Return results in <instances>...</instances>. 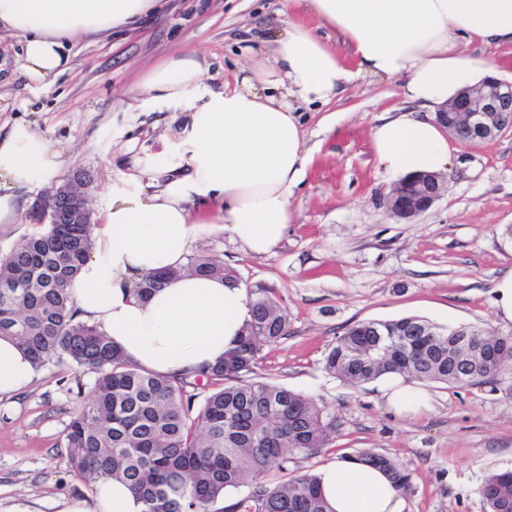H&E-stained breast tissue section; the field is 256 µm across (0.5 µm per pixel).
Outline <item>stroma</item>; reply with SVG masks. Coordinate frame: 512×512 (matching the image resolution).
<instances>
[{
  "label": "stroma",
  "mask_w": 512,
  "mask_h": 512,
  "mask_svg": "<svg viewBox=\"0 0 512 512\" xmlns=\"http://www.w3.org/2000/svg\"><path fill=\"white\" fill-rule=\"evenodd\" d=\"M287 8L286 0H161L136 28L75 41L68 69L41 90L21 69L22 37L1 32L0 127L20 117L36 123L63 153L60 182L81 178L99 214L113 173L183 167L190 115L142 106L133 89L143 74L191 51L208 62L203 89H220L242 63L244 32L267 38ZM402 101L400 82L359 76L331 102L302 106L311 153L279 249L246 253L213 225L194 252L219 257L246 286L275 289L288 335L263 347L254 374L320 400L336 418L332 444L299 459L296 473L370 448L411 473L409 512H484V480L512 466V382L494 391L426 384L428 410L408 417L381 397L379 382L353 386L323 365L337 336L364 320L419 315L441 327L477 325L512 336V324L498 322L492 306L497 279L512 269V238L502 233L512 224V130L457 147L444 195L406 223L384 205L396 181L370 137ZM49 193L44 187L24 195L17 223L0 224V254L46 229ZM94 378L88 368L50 363L0 400V512L19 504L57 512L61 498L91 492L67 464L65 430Z\"/></svg>",
  "instance_id": "obj_1"
}]
</instances>
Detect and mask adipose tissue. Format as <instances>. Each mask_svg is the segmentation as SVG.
Wrapping results in <instances>:
<instances>
[{
  "mask_svg": "<svg viewBox=\"0 0 512 512\" xmlns=\"http://www.w3.org/2000/svg\"><path fill=\"white\" fill-rule=\"evenodd\" d=\"M156 0H0V32L25 40L22 69L49 86L70 57L69 42L134 24ZM341 36L358 62L349 71L336 49L295 18L261 44L223 90L202 92L205 62L171 56L146 72L143 105L173 104L191 114L186 174L160 179L150 168L112 177L93 228V247L68 293L78 320L97 326L132 365L179 375L223 359L250 319L240 283L183 273L202 227L222 225L241 248L261 256L282 243L291 197L308 155L296 102L328 103L354 74L402 80L405 106L371 130L374 152L396 179L447 170L452 157L437 107L465 88L498 76L494 58H478L462 42L512 46V0H288ZM63 155L20 119L0 134V224L18 219L22 195L50 185ZM178 275L144 300L133 289L145 275ZM36 366L16 340L0 337V397L12 396ZM383 396L398 411L427 407L424 389L405 376H385ZM316 475L331 512H407L405 498L382 470L338 459ZM120 480H97L91 495L60 501L58 512H143Z\"/></svg>",
  "mask_w": 512,
  "mask_h": 512,
  "instance_id": "ef3b65f1",
  "label": "adipose tissue"
}]
</instances>
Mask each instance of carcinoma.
Instances as JSON below:
<instances>
[{"label": "carcinoma", "mask_w": 512, "mask_h": 512, "mask_svg": "<svg viewBox=\"0 0 512 512\" xmlns=\"http://www.w3.org/2000/svg\"><path fill=\"white\" fill-rule=\"evenodd\" d=\"M91 248L90 225L51 223L0 256V337L17 340L38 368L69 361L97 373L66 430L72 470L90 482L124 481L144 512H207L247 476L286 473L297 457L328 447L336 418L315 399L246 378L263 346L288 336V317L272 289L250 290L251 319L224 359L164 378L129 364L97 327L76 320L67 288ZM185 270L238 277L211 256L190 260ZM179 274L153 273L134 293L144 298ZM460 334L476 348H459ZM324 368L356 386L387 374L450 388L495 386L512 369V336L478 326L443 328L418 315L360 321L336 338ZM350 459L387 472L402 495L413 492L411 474L390 455L364 448ZM480 494L485 512H512V472L489 475ZM227 512L328 509L317 475L305 473L260 485Z\"/></svg>", "instance_id": "cac0c4a2"}]
</instances>
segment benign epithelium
Masks as SVG:
<instances>
[{"instance_id": "obj_1", "label": "benign epithelium", "mask_w": 512, "mask_h": 512, "mask_svg": "<svg viewBox=\"0 0 512 512\" xmlns=\"http://www.w3.org/2000/svg\"><path fill=\"white\" fill-rule=\"evenodd\" d=\"M437 120L464 146L485 142L506 128L512 129V82L490 79L462 90L437 112ZM445 190V180L437 174L405 179L392 189L386 208L393 217L409 221L427 212ZM54 201L64 203L72 221L87 223L86 199L78 185H63L56 190Z\"/></svg>"}]
</instances>
